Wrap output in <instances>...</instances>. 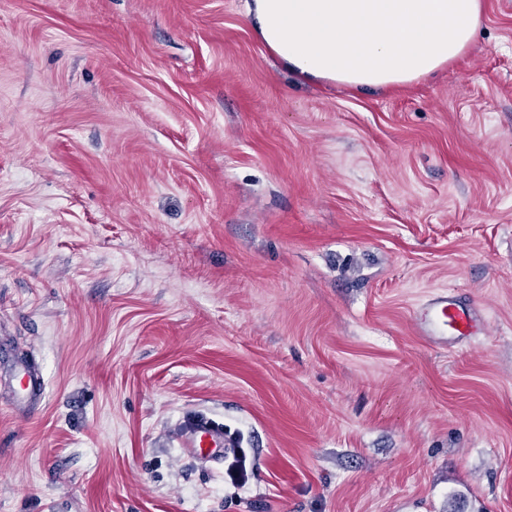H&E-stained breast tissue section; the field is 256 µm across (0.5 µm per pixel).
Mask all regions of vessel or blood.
<instances>
[{
	"mask_svg": "<svg viewBox=\"0 0 512 512\" xmlns=\"http://www.w3.org/2000/svg\"><path fill=\"white\" fill-rule=\"evenodd\" d=\"M417 335L439 348L450 350L464 338L475 335L477 321L473 307L452 291L431 295L414 313ZM184 451L201 461L221 462L224 458V431L200 416L187 421L177 434Z\"/></svg>",
	"mask_w": 512,
	"mask_h": 512,
	"instance_id": "vessel-or-blood-1",
	"label": "vessel or blood"
}]
</instances>
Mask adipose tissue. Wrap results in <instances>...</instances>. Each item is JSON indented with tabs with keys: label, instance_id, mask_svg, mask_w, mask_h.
Returning a JSON list of instances; mask_svg holds the SVG:
<instances>
[{
	"label": "adipose tissue",
	"instance_id": "ef3b65f1",
	"mask_svg": "<svg viewBox=\"0 0 512 512\" xmlns=\"http://www.w3.org/2000/svg\"><path fill=\"white\" fill-rule=\"evenodd\" d=\"M483 0H252L247 19L292 73L351 88L423 79L474 43Z\"/></svg>",
	"mask_w": 512,
	"mask_h": 512
}]
</instances>
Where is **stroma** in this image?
I'll return each mask as SVG.
<instances>
[{
    "instance_id": "35a3bbf8",
    "label": "stroma",
    "mask_w": 512,
    "mask_h": 512,
    "mask_svg": "<svg viewBox=\"0 0 512 512\" xmlns=\"http://www.w3.org/2000/svg\"><path fill=\"white\" fill-rule=\"evenodd\" d=\"M247 4L0 0V512H512V0L378 90ZM475 308L452 291L431 295L414 313L416 334L429 339L439 348L450 350L477 330ZM184 451L201 461L224 460V431L210 419L200 416L187 421L177 434Z\"/></svg>"
}]
</instances>
